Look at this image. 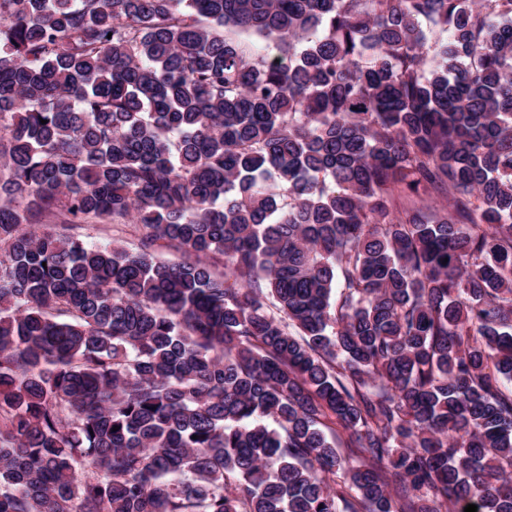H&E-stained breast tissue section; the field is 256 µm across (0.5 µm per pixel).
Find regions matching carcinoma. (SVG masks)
I'll return each instance as SVG.
<instances>
[{
  "mask_svg": "<svg viewBox=\"0 0 512 512\" xmlns=\"http://www.w3.org/2000/svg\"><path fill=\"white\" fill-rule=\"evenodd\" d=\"M506 381L512 0H0V512H512ZM131 224H85L81 230L82 238L90 244L106 243L115 239L127 244L133 241Z\"/></svg>",
  "mask_w": 512,
  "mask_h": 512,
  "instance_id": "obj_1",
  "label": "carcinoma"
}]
</instances>
